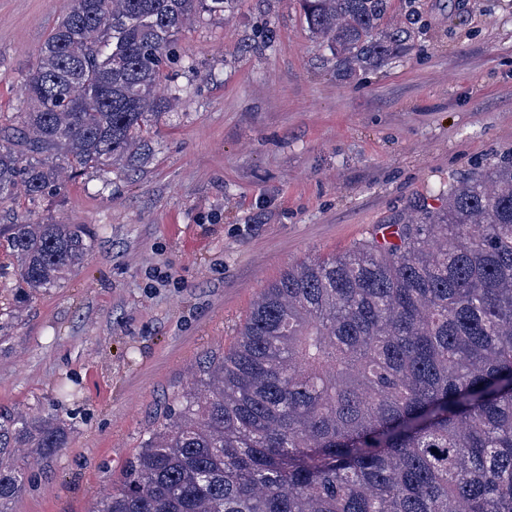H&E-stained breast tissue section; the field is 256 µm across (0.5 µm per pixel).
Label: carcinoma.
Listing matches in <instances>:
<instances>
[{"instance_id": "1", "label": "carcinoma", "mask_w": 512, "mask_h": 512, "mask_svg": "<svg viewBox=\"0 0 512 512\" xmlns=\"http://www.w3.org/2000/svg\"><path fill=\"white\" fill-rule=\"evenodd\" d=\"M232 0H70L29 72L31 111L0 126V198L64 173L134 168L183 23ZM344 79L404 53L389 0H302ZM376 239L288 267L234 344L155 419L92 512H512V162ZM85 224L0 215L24 294L89 254ZM56 417L0 411V512L47 461Z\"/></svg>"}]
</instances>
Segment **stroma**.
Instances as JSON below:
<instances>
[{"label":"stroma","mask_w":512,"mask_h":512,"mask_svg":"<svg viewBox=\"0 0 512 512\" xmlns=\"http://www.w3.org/2000/svg\"><path fill=\"white\" fill-rule=\"evenodd\" d=\"M67 7L0 0V119L28 111L25 81ZM409 20L407 54L341 81L299 0L197 15L158 89L178 101L136 172L0 201L95 235L79 268L27 299L0 255V410L65 424L50 460L17 458L12 512H91L269 282L512 160V0H390L388 24Z\"/></svg>","instance_id":"35a3bbf8"}]
</instances>
